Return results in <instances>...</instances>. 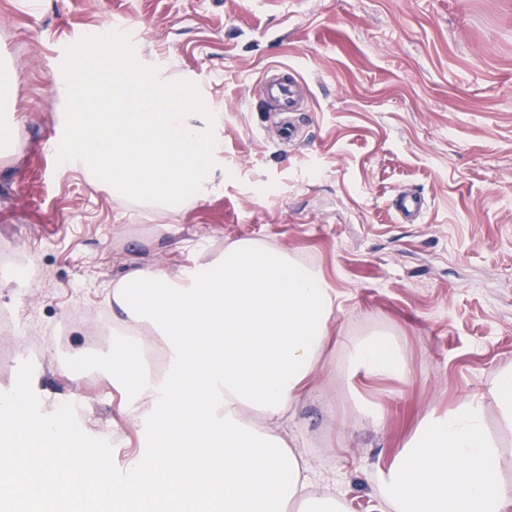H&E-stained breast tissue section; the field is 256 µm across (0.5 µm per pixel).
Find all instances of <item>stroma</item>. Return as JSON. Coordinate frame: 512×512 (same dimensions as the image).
Here are the masks:
<instances>
[{
  "label": "stroma",
  "mask_w": 512,
  "mask_h": 512,
  "mask_svg": "<svg viewBox=\"0 0 512 512\" xmlns=\"http://www.w3.org/2000/svg\"><path fill=\"white\" fill-rule=\"evenodd\" d=\"M115 17L134 28L140 64L195 83L222 117L224 181L175 213L57 161L65 50ZM1 62L18 74L0 123L20 153L0 156V259L24 254L37 273L18 285L0 270V310L18 319L0 351L41 352L0 361V393L27 369L41 375L31 409L90 405L78 448L109 461L113 485L126 477L121 439L139 430L115 419L97 365L113 281L242 239L332 290L331 343L285 429L345 512H392L378 476L428 409L479 401L512 455L496 395L512 366V0H0ZM273 65L309 89L288 150L254 93ZM399 187L426 197L425 223L394 222ZM375 335L396 342L405 375L350 369L348 347ZM369 402L381 425L363 418Z\"/></svg>",
  "instance_id": "35a3bbf8"
}]
</instances>
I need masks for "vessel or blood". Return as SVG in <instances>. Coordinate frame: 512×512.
<instances>
[{"mask_svg":"<svg viewBox=\"0 0 512 512\" xmlns=\"http://www.w3.org/2000/svg\"><path fill=\"white\" fill-rule=\"evenodd\" d=\"M257 89L261 97L274 106L282 142H296L301 136V129L292 116L298 112L299 104L305 97L304 82L287 67L274 66L263 71ZM390 209L397 223L420 224L424 221L429 205L422 194L399 188L392 195Z\"/></svg>","mask_w":512,"mask_h":512,"instance_id":"obj_1","label":"vessel or blood"}]
</instances>
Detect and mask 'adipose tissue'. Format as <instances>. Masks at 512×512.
I'll return each mask as SVG.
<instances>
[{"mask_svg":"<svg viewBox=\"0 0 512 512\" xmlns=\"http://www.w3.org/2000/svg\"><path fill=\"white\" fill-rule=\"evenodd\" d=\"M260 248L230 243L223 256L199 255L192 268L171 275L133 267L115 282L117 309L109 366L121 392L120 417L155 431L153 447L133 455L126 492L103 480L100 460L82 487L62 482L81 440V406L60 412L48 404L32 415L29 375L0 402L13 416L0 432V512H342L274 425L311 385L330 341L333 297L322 277L275 252L251 262ZM159 347L161 369L141 356ZM352 365L365 374L400 376L405 363L384 336L352 345ZM261 413L253 426L245 411ZM47 452L32 451L34 442ZM223 445L214 468L210 445ZM506 463L487 434L479 402L465 400L431 412L380 482L397 512H507Z\"/></svg>","mask_w":512,"mask_h":512,"instance_id":"1","label":"adipose tissue"}]
</instances>
